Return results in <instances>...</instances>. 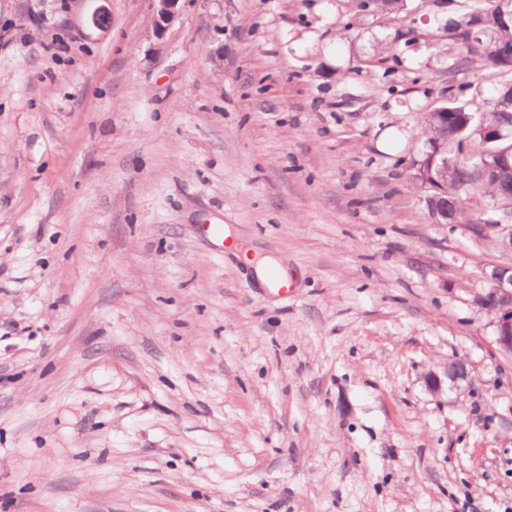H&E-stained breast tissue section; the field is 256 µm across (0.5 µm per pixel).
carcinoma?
<instances>
[{"mask_svg": "<svg viewBox=\"0 0 512 512\" xmlns=\"http://www.w3.org/2000/svg\"><path fill=\"white\" fill-rule=\"evenodd\" d=\"M484 0H474L473 9L461 19L448 23L450 36L466 50L465 60L475 62L479 68L492 71L502 77L499 95L512 93V58L504 57L500 47L512 49V25L498 20V2L490 0V6H483ZM403 0H361L360 6L380 13H392L401 9ZM442 108L448 112V126L434 127L423 122V130L435 141L455 148L448 159L455 163V176L448 180V198L456 201L449 208L454 224H496L508 212L507 199L512 195V176L505 174L498 178L481 176L476 168L479 156L488 149L504 150L512 146V138L506 137L493 144H485L478 134L477 113L491 110L472 107L468 101L450 98ZM467 143V152H462V143ZM480 195L488 199L490 215L486 218H470L466 214L463 195Z\"/></svg>", "mask_w": 512, "mask_h": 512, "instance_id": "cac0c4a2", "label": "carcinoma"}]
</instances>
